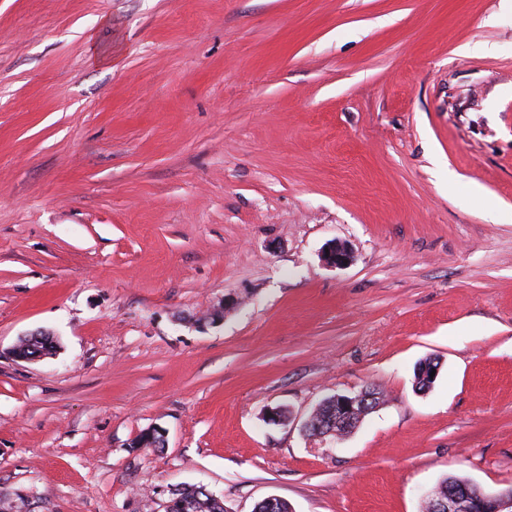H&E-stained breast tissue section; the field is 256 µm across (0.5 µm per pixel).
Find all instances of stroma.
Returning a JSON list of instances; mask_svg holds the SVG:
<instances>
[{
  "label": "stroma",
  "mask_w": 512,
  "mask_h": 512,
  "mask_svg": "<svg viewBox=\"0 0 512 512\" xmlns=\"http://www.w3.org/2000/svg\"><path fill=\"white\" fill-rule=\"evenodd\" d=\"M449 476L512 487V0H0V512ZM372 400L373 396L368 393L367 388L361 389L355 393L337 394L324 399L318 408L326 404L336 405V425L344 429V431H334L330 429L325 432L324 436L335 435L336 437H341V434H346L343 435L345 437L354 432L361 424L365 415L373 409L372 406H375V402L371 405L368 404V402ZM336 415L328 413L327 410L323 409L316 413V420L318 422H325L323 427L329 428V422L333 417L335 418ZM325 418H327V421L324 420Z\"/></svg>",
  "instance_id": "stroma-1"
}]
</instances>
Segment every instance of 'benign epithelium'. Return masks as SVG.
Instances as JSON below:
<instances>
[{"instance_id": "1", "label": "benign epithelium", "mask_w": 512, "mask_h": 512, "mask_svg": "<svg viewBox=\"0 0 512 512\" xmlns=\"http://www.w3.org/2000/svg\"><path fill=\"white\" fill-rule=\"evenodd\" d=\"M329 253L323 254V261L330 267L347 265L351 260L348 249L338 243L328 246ZM373 396L362 389L355 393L337 394L322 401V404L336 406V425L344 432L326 431L328 435L337 437L349 435L361 424L365 415L372 409L369 401ZM430 512H512V489L507 491L487 492L469 483L448 480L444 484V492H434L425 497Z\"/></svg>"}]
</instances>
